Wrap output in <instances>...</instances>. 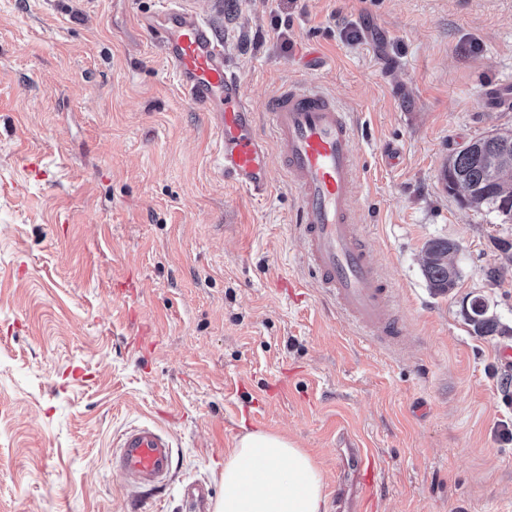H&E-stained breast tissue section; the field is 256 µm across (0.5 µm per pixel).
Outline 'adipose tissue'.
I'll use <instances>...</instances> for the list:
<instances>
[{
	"instance_id": "1",
	"label": "adipose tissue",
	"mask_w": 512,
	"mask_h": 512,
	"mask_svg": "<svg viewBox=\"0 0 512 512\" xmlns=\"http://www.w3.org/2000/svg\"><path fill=\"white\" fill-rule=\"evenodd\" d=\"M216 512H323L325 484L303 449L269 432L245 433L224 460Z\"/></svg>"
}]
</instances>
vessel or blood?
Masks as SVG:
<instances>
[{
    "instance_id": "1",
    "label": "vessel or blood",
    "mask_w": 512,
    "mask_h": 512,
    "mask_svg": "<svg viewBox=\"0 0 512 512\" xmlns=\"http://www.w3.org/2000/svg\"><path fill=\"white\" fill-rule=\"evenodd\" d=\"M140 23L159 42L179 77L184 97L211 113L224 136L221 168L239 187L263 195L270 183L271 145L295 193L294 228L305 241L308 276L340 313L377 341H404L387 281L365 243L357 220L359 169L353 128L345 111L315 87L289 84L270 98L272 139L256 132L257 114L224 59L216 30L181 7L160 5ZM337 501L351 500L359 512H375L379 470L375 455L349 437ZM173 436L155 424L125 430L112 462L116 477L138 488H163L173 468Z\"/></svg>"
}]
</instances>
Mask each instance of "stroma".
<instances>
[{"instance_id": "stroma-1", "label": "stroma", "mask_w": 512, "mask_h": 512, "mask_svg": "<svg viewBox=\"0 0 512 512\" xmlns=\"http://www.w3.org/2000/svg\"><path fill=\"white\" fill-rule=\"evenodd\" d=\"M158 0H0V512H184L222 496L249 431L336 479L338 429L380 459L381 512H512V222L462 207L449 157L512 132V0H181L214 27L259 129L282 85L355 130L356 206L406 342L373 343L304 272L295 194L271 150L256 197L138 15ZM459 246L433 294L424 246ZM154 422L174 476L140 492L113 442ZM471 310L474 315L481 318L492 316V318L487 319L468 320L469 325L472 327V330L475 334L479 336H489L496 334L505 335L509 333V329L506 326L501 325V323L495 316L488 315V307L482 298H473V300L471 301Z\"/></svg>"}]
</instances>
